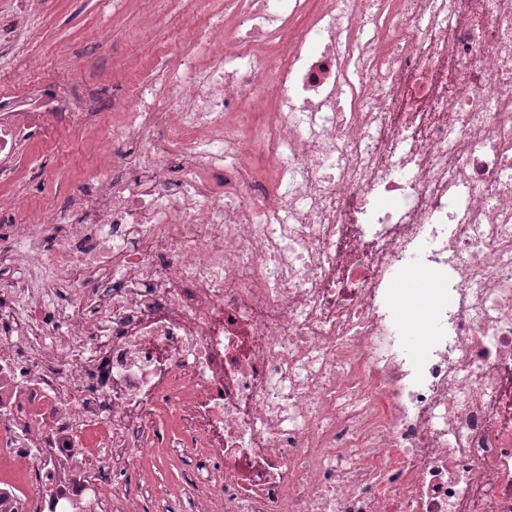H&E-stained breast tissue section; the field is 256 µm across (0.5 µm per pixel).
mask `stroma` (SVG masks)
I'll return each mask as SVG.
<instances>
[{
	"label": "stroma",
	"mask_w": 512,
	"mask_h": 512,
	"mask_svg": "<svg viewBox=\"0 0 512 512\" xmlns=\"http://www.w3.org/2000/svg\"><path fill=\"white\" fill-rule=\"evenodd\" d=\"M184 5L163 0L155 28L142 23L140 0H42L27 19V51L0 40V93L37 81L67 83L83 77L101 90L105 114L124 111L126 96L144 78L162 74L174 63L172 50L186 39ZM101 32L87 40L88 29ZM98 162L97 134L90 124L64 127L53 145L25 151L15 184L41 210L62 208L76 185L85 183ZM210 462L177 448L164 449L149 483L131 480V496L146 512H195L189 485Z\"/></svg>",
	"instance_id": "35a3bbf8"
}]
</instances>
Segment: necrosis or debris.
<instances>
[{"label":"necrosis or debris","mask_w":512,"mask_h":512,"mask_svg":"<svg viewBox=\"0 0 512 512\" xmlns=\"http://www.w3.org/2000/svg\"><path fill=\"white\" fill-rule=\"evenodd\" d=\"M220 12L103 129L110 178L0 195V260L68 294L0 306V512H142L112 475L149 442L217 461L199 512H512V0ZM99 115L0 95V183Z\"/></svg>","instance_id":"necrosis-or-debris-1"}]
</instances>
